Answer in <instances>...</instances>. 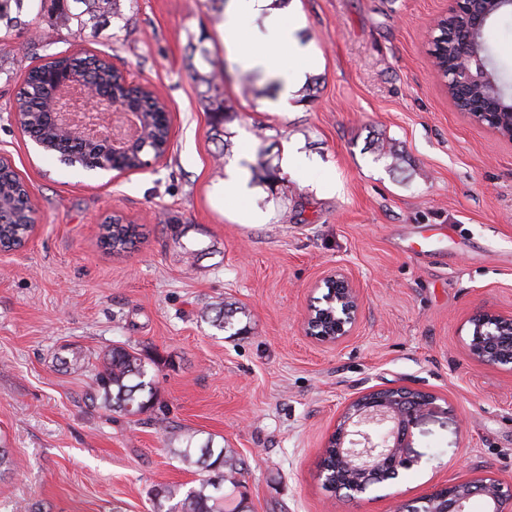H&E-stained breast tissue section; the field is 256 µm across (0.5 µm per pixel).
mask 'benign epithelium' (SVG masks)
Listing matches in <instances>:
<instances>
[{
    "instance_id": "benign-epithelium-1",
    "label": "benign epithelium",
    "mask_w": 512,
    "mask_h": 512,
    "mask_svg": "<svg viewBox=\"0 0 512 512\" xmlns=\"http://www.w3.org/2000/svg\"><path fill=\"white\" fill-rule=\"evenodd\" d=\"M464 78L486 80L491 93L499 94L497 83L483 59L475 58L464 72ZM74 88L82 91L87 109L73 114L67 124L77 126L93 140L110 144L115 152H122L137 141L142 132L140 127L120 143L114 135L99 130L104 118L112 122L132 112L122 107L111 112L110 101L93 86L76 83ZM324 282L332 287L328 299L332 308L319 314L309 308L303 324L306 334L316 342L335 345L349 336L356 325L359 295L353 281L339 270L332 271ZM467 323L470 356L483 366L512 373V311L480 309L470 315ZM399 390L419 392L424 398L405 400L393 396L365 402L359 396L348 404L328 439L327 446L345 448L353 460L364 464L366 478L380 473L386 478L396 477L400 471L411 468L415 463L409 452L411 429L422 416L441 409L438 397L431 392L409 386H401ZM476 496L484 498L488 512H512V484L505 485L492 476L442 485L417 503L424 505L423 512H435L433 505L439 502L444 512H468V504Z\"/></svg>"
}]
</instances>
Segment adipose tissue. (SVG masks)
Segmentation results:
<instances>
[{
	"label": "adipose tissue",
	"mask_w": 512,
	"mask_h": 512,
	"mask_svg": "<svg viewBox=\"0 0 512 512\" xmlns=\"http://www.w3.org/2000/svg\"><path fill=\"white\" fill-rule=\"evenodd\" d=\"M271 0H233L218 26V36L224 46L238 53L241 63L249 69H260L276 78L281 86L280 106L289 108L297 97L306 78L305 70L289 71L284 68L283 54L304 56L305 50L296 39L295 20L286 19L284 14L272 13ZM264 18L267 33H249L248 25L256 18Z\"/></svg>",
	"instance_id": "obj_1"
}]
</instances>
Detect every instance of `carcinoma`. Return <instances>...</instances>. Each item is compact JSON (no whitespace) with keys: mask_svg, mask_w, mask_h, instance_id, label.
Instances as JSON below:
<instances>
[{"mask_svg":"<svg viewBox=\"0 0 512 512\" xmlns=\"http://www.w3.org/2000/svg\"><path fill=\"white\" fill-rule=\"evenodd\" d=\"M27 0H0V25L10 30L21 24L20 16ZM50 3L48 18L54 25L76 24L77 31L94 30L109 21L123 18L121 0H75L81 10L72 12L68 0H40ZM466 17L452 14L445 26L435 30L433 46L437 51L435 65L448 82V92L455 105L478 122L494 123L499 130L509 125L507 116L500 113L497 99L488 92L455 82L457 70L475 56L491 62L497 83H502L496 62L497 51L490 44L486 32L471 39L465 32ZM199 58V65H191L195 82L205 86L202 97L211 124H224L232 106L220 92L216 70L209 50L202 45L191 46L190 58ZM206 65L207 71L199 66ZM66 72L78 81L92 83L116 92V99L128 108L149 115V125L143 144L122 156L111 154L109 147L99 141L72 138L57 125V112L51 84L46 79L49 70ZM16 110L25 119L24 133L40 152L48 156L72 158L67 167L92 171L107 162L116 169L138 168L144 161L165 151L169 139L168 118L156 101L138 88H125L120 75L112 65L95 57L55 58L48 66L32 68L16 98ZM29 206L21 181L4 160H0V247L16 246L28 235ZM103 241L115 252H121L134 243L138 235L134 224L110 223L102 226ZM97 398L101 405L124 416H139L158 404L157 388L141 354L124 346H114L103 357L96 376ZM200 431L188 430L176 437L180 446L173 449L175 457L186 468L199 475L198 485L185 492L172 486H158L151 492L154 512H250L245 486L246 462L235 449L216 446L212 437L198 438Z\"/></svg>","mask_w":512,"mask_h":512,"instance_id":"carcinoma-1","label":"carcinoma"}]
</instances>
